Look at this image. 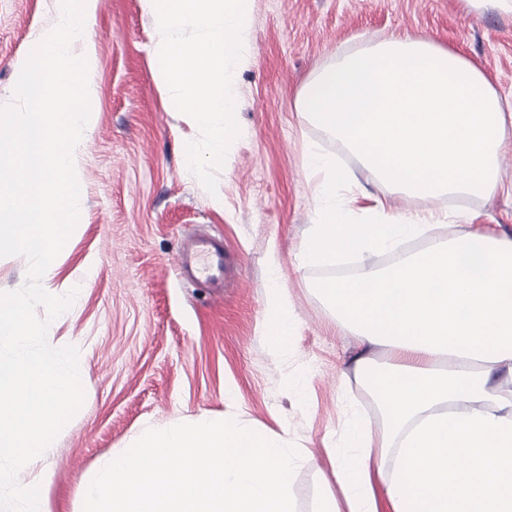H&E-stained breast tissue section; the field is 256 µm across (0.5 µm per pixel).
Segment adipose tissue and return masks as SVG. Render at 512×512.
Listing matches in <instances>:
<instances>
[{"mask_svg": "<svg viewBox=\"0 0 512 512\" xmlns=\"http://www.w3.org/2000/svg\"><path fill=\"white\" fill-rule=\"evenodd\" d=\"M309 121L360 155L380 185L416 197L493 198L512 105L457 53L392 34L342 54L302 87ZM446 215L405 216L376 198L363 223L335 207L316 225L305 261L349 251L429 246L391 266L322 286L356 340L341 370L375 391L387 437L353 416L343 451L331 453L336 489L319 512H512V239L441 236ZM261 333L288 347V295L266 293ZM396 452L383 489L379 451Z\"/></svg>", "mask_w": 512, "mask_h": 512, "instance_id": "obj_1", "label": "adipose tissue"}]
</instances>
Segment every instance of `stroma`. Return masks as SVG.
Masks as SVG:
<instances>
[{
	"instance_id": "35a3bbf8",
	"label": "stroma",
	"mask_w": 512,
	"mask_h": 512,
	"mask_svg": "<svg viewBox=\"0 0 512 512\" xmlns=\"http://www.w3.org/2000/svg\"><path fill=\"white\" fill-rule=\"evenodd\" d=\"M57 11L58 0H0V106L14 103L19 68ZM250 17L252 45L233 72L240 134L213 196L184 167L181 141L199 130L157 78L152 48L160 34L152 18L141 0H98L91 129L78 155L81 219L57 274L41 279L52 294L78 291L47 339L78 348L85 401L40 465L18 477L28 483L47 474L53 512H83L84 483L100 460L145 430L230 417L296 445L297 512H317L328 452L342 444L350 413L385 431L372 395L341 383L353 336L319 292L362 262L300 258L323 221L315 199L321 177L307 167L309 150L355 174L362 194H336L350 221H362L372 196L383 194L400 212L449 213L450 232L468 212L469 230L512 238V196L421 199L385 190L359 155L296 105L317 68L389 33L457 52L512 98V13L473 9L465 0H252ZM195 233L224 242L229 263L218 292L173 272ZM274 281L288 294L294 323L282 353L259 330Z\"/></svg>"
}]
</instances>
